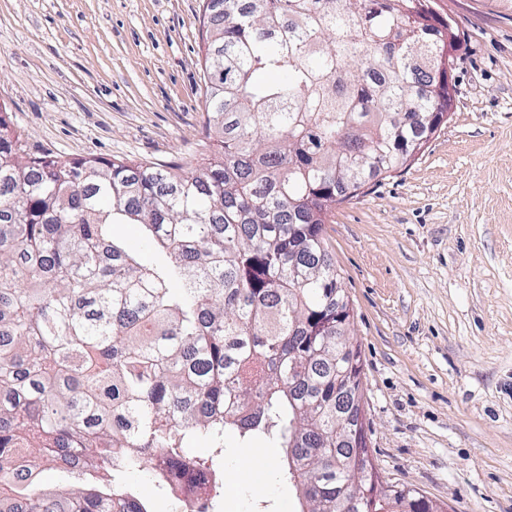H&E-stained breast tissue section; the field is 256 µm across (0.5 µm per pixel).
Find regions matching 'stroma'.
Wrapping results in <instances>:
<instances>
[{
  "label": "stroma",
  "mask_w": 512,
  "mask_h": 512,
  "mask_svg": "<svg viewBox=\"0 0 512 512\" xmlns=\"http://www.w3.org/2000/svg\"><path fill=\"white\" fill-rule=\"evenodd\" d=\"M450 22L454 105L323 226L361 351L376 469L446 512H512V0ZM203 0H0V105L27 150L195 163ZM222 512H298L294 488Z\"/></svg>",
  "instance_id": "1"
}]
</instances>
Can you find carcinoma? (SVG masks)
<instances>
[{"instance_id":"1","label":"carcinoma","mask_w":512,"mask_h":512,"mask_svg":"<svg viewBox=\"0 0 512 512\" xmlns=\"http://www.w3.org/2000/svg\"><path fill=\"white\" fill-rule=\"evenodd\" d=\"M411 3L204 0L213 150L190 170L29 153L0 107V512H148L135 471L171 497L210 477L218 512L228 437L270 442L283 481L324 490L300 512L374 481L319 466L353 453L336 374L363 370L322 224L448 114L444 33ZM58 469L74 485L42 483ZM112 237L119 242L138 241L141 243V255L144 260L154 262L158 259L157 252L142 241V233L137 224L112 225Z\"/></svg>"}]
</instances>
